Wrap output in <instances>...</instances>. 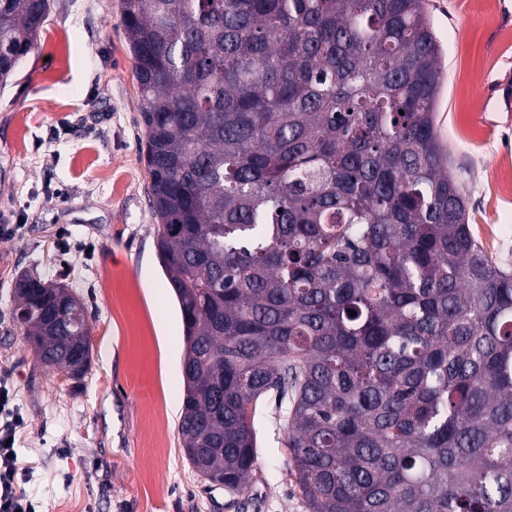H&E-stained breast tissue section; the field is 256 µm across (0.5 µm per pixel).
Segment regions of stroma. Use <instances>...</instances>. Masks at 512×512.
Segmentation results:
<instances>
[{
    "label": "stroma",
    "instance_id": "stroma-1",
    "mask_svg": "<svg viewBox=\"0 0 512 512\" xmlns=\"http://www.w3.org/2000/svg\"><path fill=\"white\" fill-rule=\"evenodd\" d=\"M36 47L0 82V379L27 422L18 488L35 512H307L275 403L256 410L248 491L208 485L178 432L186 344L157 251L134 62L120 0H50ZM448 56L437 128L486 253L512 266V0H426ZM84 303L92 370L42 367L14 282Z\"/></svg>",
    "mask_w": 512,
    "mask_h": 512
}]
</instances>
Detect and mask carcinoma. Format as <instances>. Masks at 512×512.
Segmentation results:
<instances>
[{
	"label": "carcinoma",
	"mask_w": 512,
	"mask_h": 512,
	"mask_svg": "<svg viewBox=\"0 0 512 512\" xmlns=\"http://www.w3.org/2000/svg\"><path fill=\"white\" fill-rule=\"evenodd\" d=\"M50 0H0V78ZM193 470L244 494L276 402L308 512H512V271L436 131L425 0H121ZM17 280L41 363L84 304ZM356 315L349 316V311Z\"/></svg>",
	"instance_id": "obj_1"
}]
</instances>
